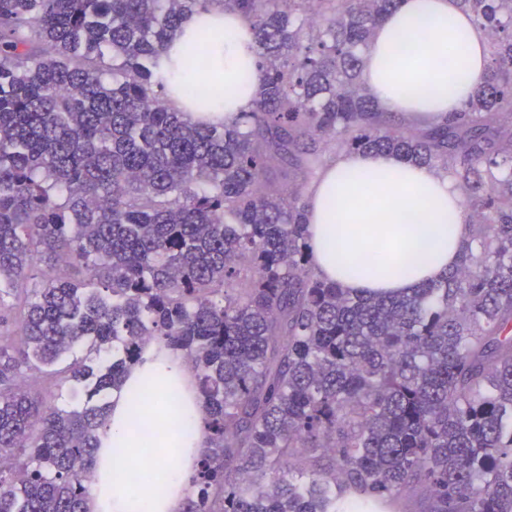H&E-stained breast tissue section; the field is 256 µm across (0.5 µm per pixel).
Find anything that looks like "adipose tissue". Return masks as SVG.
<instances>
[{
	"instance_id": "ef3b65f1",
	"label": "adipose tissue",
	"mask_w": 512,
	"mask_h": 512,
	"mask_svg": "<svg viewBox=\"0 0 512 512\" xmlns=\"http://www.w3.org/2000/svg\"><path fill=\"white\" fill-rule=\"evenodd\" d=\"M229 30L233 38L221 40V33ZM205 32L215 36L210 66L224 79L223 99L206 108L190 105L173 91L167 99L192 121L222 125L253 99L255 85L241 87L240 76L255 73L256 47L249 22L217 7L183 23L163 59H184ZM447 51L453 61L444 59ZM488 65L487 37L457 0H402L373 30L364 53L363 80L381 110L424 124L461 109L476 93ZM452 68L461 80H449ZM365 182L373 187L372 195L363 194ZM306 200L315 274L353 293L403 295L441 280L472 236L461 192L448 174L388 154H342L307 190ZM382 240L402 253L403 266L367 269L366 251ZM143 386L148 397L133 408L130 393ZM174 388L183 394L180 417L157 414L155 403ZM207 414L181 354L147 343L122 390L112 395L111 420L90 491L91 512H183L191 481L207 453ZM148 433L157 435L159 449L146 462L170 476L162 491L126 480L129 465L144 462L137 450Z\"/></svg>"
}]
</instances>
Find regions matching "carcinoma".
Instances as JSON below:
<instances>
[{
  "instance_id": "carcinoma-1",
  "label": "carcinoma",
  "mask_w": 512,
  "mask_h": 512,
  "mask_svg": "<svg viewBox=\"0 0 512 512\" xmlns=\"http://www.w3.org/2000/svg\"><path fill=\"white\" fill-rule=\"evenodd\" d=\"M476 94L442 122L362 80L400 0H0V512H87L112 390L157 340L209 405L183 512H512V0ZM213 6L252 25L258 88L229 124L167 101L166 43ZM209 34L177 63L191 102ZM450 174L475 234L411 295H351L306 254L328 152ZM306 173L267 185L273 160ZM71 384L73 408L42 379ZM138 484L163 485L154 469Z\"/></svg>"
}]
</instances>
